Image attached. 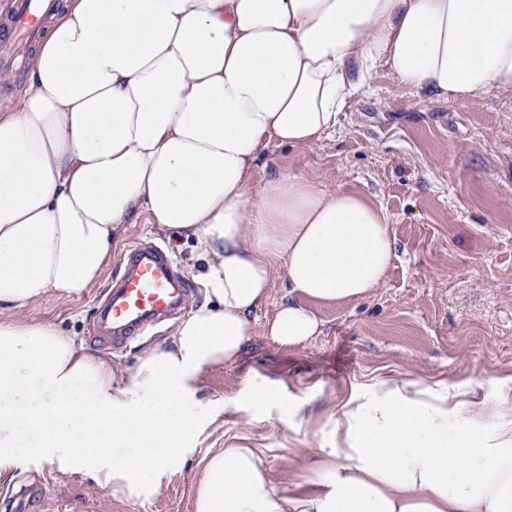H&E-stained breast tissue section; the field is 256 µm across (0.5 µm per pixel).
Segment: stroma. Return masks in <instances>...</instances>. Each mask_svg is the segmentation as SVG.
I'll return each mask as SVG.
<instances>
[{"instance_id": "1", "label": "stroma", "mask_w": 512, "mask_h": 512, "mask_svg": "<svg viewBox=\"0 0 512 512\" xmlns=\"http://www.w3.org/2000/svg\"><path fill=\"white\" fill-rule=\"evenodd\" d=\"M277 172L365 196L386 212L395 242L386 280L371 297L310 302L324 323L321 336L285 349L255 334L237 362L213 369L202 382L203 396L220 403L257 371L283 382L296 398L313 397L309 417L288 428L259 415L219 414L200 432L193 459L147 500L114 497L78 467L18 468L0 477V512H193V482L210 449H258L280 480L290 449L328 441L337 407L370 380L393 375L477 385L512 374V90L450 104L379 69L316 145H269L253 182ZM150 242L168 249L191 284L186 307L201 304L198 276L207 261L194 240L130 224L98 283L66 301L46 299L26 317L56 324L129 370L142 346L169 337L175 319L114 349L90 336L128 251Z\"/></svg>"}]
</instances>
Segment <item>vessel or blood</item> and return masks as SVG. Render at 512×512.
Segmentation results:
<instances>
[{
	"mask_svg": "<svg viewBox=\"0 0 512 512\" xmlns=\"http://www.w3.org/2000/svg\"><path fill=\"white\" fill-rule=\"evenodd\" d=\"M55 6L54 0H13L0 25L9 27L12 39L0 41V60L13 58L20 43L33 37ZM188 290L169 253L158 245L137 247L98 323V334L121 345L131 332H143L176 313Z\"/></svg>",
	"mask_w": 512,
	"mask_h": 512,
	"instance_id": "1",
	"label": "vessel or blood"
}]
</instances>
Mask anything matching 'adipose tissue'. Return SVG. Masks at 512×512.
Segmentation results:
<instances>
[{
	"mask_svg": "<svg viewBox=\"0 0 512 512\" xmlns=\"http://www.w3.org/2000/svg\"><path fill=\"white\" fill-rule=\"evenodd\" d=\"M451 103L512 90V0H65L22 94L0 106V476L43 463L148 499L219 408L203 377L256 324L280 346L319 336L308 301L348 303L395 254L366 197L277 173L269 144L310 147L379 69ZM194 238L203 302L130 372L19 312L98 282L121 225ZM288 293L260 320L271 282ZM468 384L382 377L340 405L336 441L279 486L257 449L202 462L194 512H512V376ZM223 408L291 425L282 382L252 373Z\"/></svg>",
	"mask_w": 512,
	"mask_h": 512,
	"instance_id": "obj_1",
	"label": "adipose tissue"
}]
</instances>
